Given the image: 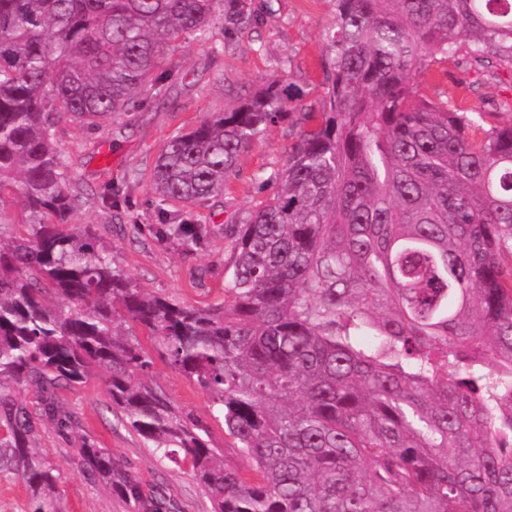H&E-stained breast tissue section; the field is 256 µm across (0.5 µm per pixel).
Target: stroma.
Listing matches in <instances>:
<instances>
[{
	"label": "stroma",
	"mask_w": 512,
	"mask_h": 512,
	"mask_svg": "<svg viewBox=\"0 0 512 512\" xmlns=\"http://www.w3.org/2000/svg\"><path fill=\"white\" fill-rule=\"evenodd\" d=\"M256 23L227 32L214 26L203 42L188 41L162 60L164 78L148 83L126 111L95 127H59L57 147L67 163L71 187L87 199L71 223L91 225L112 248L116 268L147 292L187 305L224 302V281L232 273L243 217L273 190L268 178L287 162L299 127L288 118L268 129L242 153L226 189L197 206L164 204L147 175L165 140L191 128L202 117L230 110L257 90L278 80L301 87L304 103L319 108L325 76L324 36L336 22V0H250ZM430 97L450 100L484 114L486 126L512 119V60L480 64L465 53L433 64L419 77ZM196 225L201 238L192 255L176 241L160 237L161 216ZM153 381L183 412L207 422L226 465L249 470L232 448L222 423L214 421L209 396L160 356H153ZM84 433L96 438L144 491L161 495L159 512H211L212 504L188 466L158 458L130 432L99 378L62 391ZM39 445L62 475V512H131L105 482L88 478L74 462V445L51 425L40 428Z\"/></svg>",
	"instance_id": "35a3bbf8"
}]
</instances>
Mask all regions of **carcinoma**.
I'll list each match as a JSON object with an SVG mask.
<instances>
[{
  "instance_id": "carcinoma-1",
  "label": "carcinoma",
  "mask_w": 512,
  "mask_h": 512,
  "mask_svg": "<svg viewBox=\"0 0 512 512\" xmlns=\"http://www.w3.org/2000/svg\"><path fill=\"white\" fill-rule=\"evenodd\" d=\"M252 18L247 0H0V198L23 202L0 221V469L32 512H62L37 425L76 432L60 391L96 373L213 512H512V120L486 130L417 81L461 50L512 58V0H336L321 111L273 82L165 142L152 189L202 204L270 127L313 122L238 231L224 306L135 287L68 223L84 200L58 125L126 111L178 42ZM161 233L185 254L200 239ZM118 314L209 392L250 473L148 378ZM76 457L136 512L157 507L92 436Z\"/></svg>"
}]
</instances>
